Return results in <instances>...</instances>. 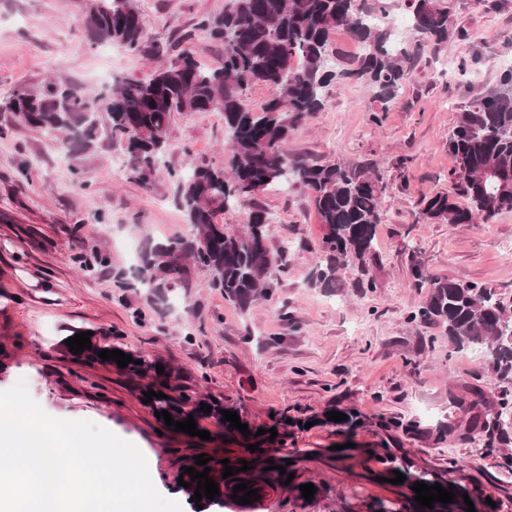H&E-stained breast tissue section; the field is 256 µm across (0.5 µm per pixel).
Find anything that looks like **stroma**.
I'll return each mask as SVG.
<instances>
[{"mask_svg":"<svg viewBox=\"0 0 512 512\" xmlns=\"http://www.w3.org/2000/svg\"><path fill=\"white\" fill-rule=\"evenodd\" d=\"M87 0H0V101L21 86L64 78L87 91L111 76L144 77L156 63L117 46L96 47L84 37ZM227 0H138L149 36L166 40L200 17L223 11ZM454 19L472 38L420 64L388 111L377 112L373 89L344 79L327 89L325 108L294 130L288 147L322 162L367 165L388 184L384 221L377 231L376 286L352 288L353 268L340 288L311 287L322 226L297 187L266 191L260 200L272 218L269 246L284 253L270 300L241 312L195 275L190 294L170 292L153 304L144 288L119 287L117 272H133L145 238L187 233L174 204L173 173L189 163L223 164L224 117L219 112L175 115L169 151L145 188L127 175L123 157L100 151L76 161L60 139L15 123L0 112V391L25 381L49 415L89 420L136 444L154 485L183 512L197 506L179 485L196 455L247 459L239 434L208 424L203 440L162 429L132 382L113 368L69 362L58 348L70 327L106 332L109 343L142 351L181 367L200 391L237 402L249 419L312 414L341 403L366 415L447 420L445 441L408 434L397 446L424 467H449L450 478L483 486L512 512V434L487 448L469 440L471 417L493 411V377L471 351L455 352L443 330L410 321L426 291L416 287L411 256L433 273L500 289L512 299V211L493 222L425 223L423 198L450 190L455 166L448 136L462 103L494 84L512 61V0L489 12L475 0H453ZM482 54L480 77L454 80L459 62ZM407 158L408 171L396 164ZM288 311L291 321L280 318ZM361 456L329 468L302 464L301 477L333 488L301 512H336L335 492L351 491L364 467L374 466L381 437L361 431Z\"/></svg>","mask_w":512,"mask_h":512,"instance_id":"stroma-1","label":"stroma"}]
</instances>
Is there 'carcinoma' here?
Segmentation results:
<instances>
[{"mask_svg": "<svg viewBox=\"0 0 512 512\" xmlns=\"http://www.w3.org/2000/svg\"><path fill=\"white\" fill-rule=\"evenodd\" d=\"M407 26L414 39L408 47L384 24H374L357 0H229L224 11L201 18L189 31L164 41L147 36L137 0H89L82 27L93 45L110 43L150 59L176 53L147 78H124L96 93H89L67 80L56 78L37 89L22 86L5 101L0 112L11 113L26 127L61 137L73 157L102 148L120 151L128 176L148 185L153 181L167 151L168 132L178 112L224 114V150L227 164H193L176 175L174 203L190 231L186 235L156 241L146 238L139 252L135 279L148 288L154 302H162L174 288L189 293L195 287L193 270H203L210 285L224 300L247 312L260 300L269 299L286 269L275 264L268 244L270 219L259 194L279 190L292 183L308 194L310 205L323 224L319 263L311 284L326 290L337 287L339 270L351 265L357 271L354 288H373V268L378 264L374 241L377 225L383 223L382 202L388 185L374 167H353L320 162L288 149L294 130L325 107V89L340 78L362 79L375 89L381 111L389 109L424 54H439L450 42H465L467 28L453 23L452 0H407ZM344 30L363 47L350 68L334 71L331 36ZM198 35L221 49L219 66L201 68L187 48ZM255 82L270 84L278 94L255 112L243 99V90ZM448 151L456 167L450 172L455 194L438 192L422 200L419 215L431 222L487 224L512 210V70L499 75L496 84L464 103L457 123L448 136ZM245 208L250 236L219 224L215 216L230 209ZM415 285L427 289L420 307L409 316L412 322L438 326L448 336L453 351L470 350L495 377L491 389L499 407L493 418L475 417L474 435L499 439L508 436L500 420L512 417V306L494 288L462 283L431 272L421 259H413ZM91 348L81 354L63 352L84 364L117 366L99 358L98 352L114 346L104 337L90 336ZM133 362L122 369L138 382L140 392L153 390L167 395L152 398V411L166 410L174 421L193 416L196 423L210 421L230 431L221 414L231 410L243 418L240 405L220 395L198 392L181 370L166 363L157 373L159 360L139 351L124 350ZM143 364L137 365L135 361ZM211 412L200 411L201 404ZM342 412L348 419L334 422L326 413ZM292 423H287V420ZM319 421L352 438L366 424L384 435L381 474L397 470L406 483H439L449 488L448 469L418 467L396 448L393 432L431 433L418 422L403 423L380 416L370 421L355 409L339 403L310 417L286 411L273 421L284 440L271 457L286 467V474L269 469L247 481L250 489L269 480L283 484L296 472L310 451L290 448L286 440ZM293 464H286V460ZM455 502H436L428 509L411 497L403 501L406 512H468L463 494L472 502L482 499L483 489L455 485Z\"/></svg>", "mask_w": 512, "mask_h": 512, "instance_id": "cac0c4a2", "label": "carcinoma"}]
</instances>
